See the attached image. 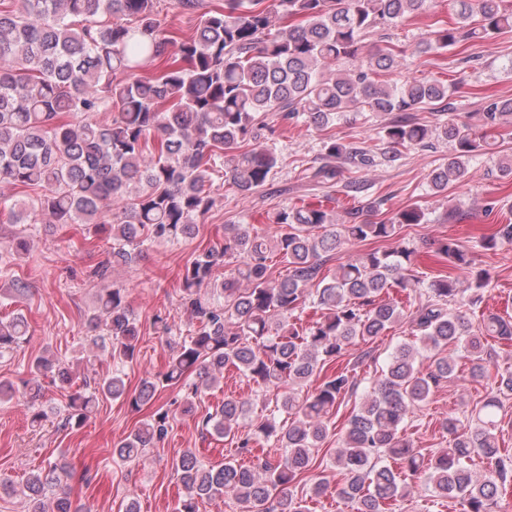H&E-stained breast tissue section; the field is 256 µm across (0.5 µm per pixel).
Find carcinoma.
Listing matches in <instances>:
<instances>
[{"label":"carcinoma","mask_w":512,"mask_h":512,"mask_svg":"<svg viewBox=\"0 0 512 512\" xmlns=\"http://www.w3.org/2000/svg\"><path fill=\"white\" fill-rule=\"evenodd\" d=\"M160 0H0V183L41 192L24 199L0 196V223L27 224L44 215L53 224H97L108 218L110 258L93 274L127 265L145 242L171 241L189 234L214 206L213 176L230 177L242 195L262 188L279 158L264 139L272 115L281 122L303 118L325 133L324 155L347 158L358 169L375 163L369 150L336 139L330 129L348 112L401 116L382 127L380 137L398 157L401 149L428 146L433 131L410 116L421 109L449 112L453 84L439 78L388 81L406 49L391 37L361 56L364 41L395 28L436 5V0H224L208 8L203 0H177L197 11L195 34L178 38L159 19ZM512 30V10L504 0H453L451 20L437 21L416 51L463 47L472 38ZM159 62L154 73L141 72ZM101 112L112 114L106 124ZM512 117V98L489 96L478 123L452 118L442 134L453 145L448 160L429 175L437 191L463 177L470 161L483 155ZM319 183L336 178L320 165L303 170ZM336 198L303 202L267 215L279 232L275 243L236 224L224 228V243L211 246L184 265V304L199 325L187 339L172 338L167 318L153 320L166 338V372L135 392L123 367L140 352V332L127 304L126 289H102L88 317L90 343L115 360L112 375L70 396L65 423L79 427L90 416L97 395L122 399L135 409L149 403L158 387L178 385L186 411L215 388L232 367L259 387L286 389L277 412L248 416L245 403L226 399L202 419L219 436H238V451L260 441L285 449L259 469L235 461L206 465L187 451L176 463L186 495L176 512H199L200 504L231 493L247 510L268 503L275 512H305L290 487L312 468L314 449L329 431L327 418L356 384L346 368L322 377L313 391L302 388L324 365L350 346L369 343L406 319L414 340L397 345L371 390L353 412L336 465L346 475L336 489L352 512H392L412 483L422 481L462 512H490L503 491L512 489V457L501 448L498 412L512 395V372L497 375L495 388L463 423L450 415L440 422L448 447L423 456L405 436L406 421L438 385L456 376L453 345L484 374L491 357L487 338L512 340V320L495 315L473 323L461 310L477 308L492 274L472 265L469 251L452 239L437 253L466 273L467 287L447 274L434 278L416 306L405 309L386 297L389 289L420 284L415 250L396 240L397 228L419 224L415 205L388 220L338 224ZM395 241L338 266L322 270L331 253L348 242ZM512 242V224H494L473 248L494 250ZM288 266L284 278L271 275L273 256ZM235 264L219 282L215 268ZM211 289L207 295L202 289ZM322 310L307 324L297 313L308 305ZM28 333L21 315L0 320V356ZM429 372L416 365L420 354ZM55 372L71 383L70 368L47 356L35 357L25 382L31 401L40 397V378ZM285 414L292 422L279 421ZM169 413L161 411L113 448L123 463L138 462L164 440ZM487 464L473 469L475 459ZM400 464L395 470L386 461ZM56 467L29 473L21 493L31 512H85L70 497L46 506L58 486Z\"/></svg>","instance_id":"carcinoma-1"}]
</instances>
